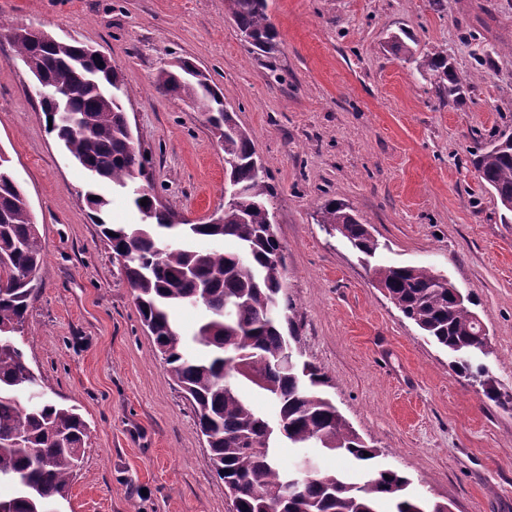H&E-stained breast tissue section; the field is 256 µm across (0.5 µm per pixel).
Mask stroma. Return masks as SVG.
I'll use <instances>...</instances> for the list:
<instances>
[{
    "instance_id": "1",
    "label": "stroma",
    "mask_w": 512,
    "mask_h": 512,
    "mask_svg": "<svg viewBox=\"0 0 512 512\" xmlns=\"http://www.w3.org/2000/svg\"><path fill=\"white\" fill-rule=\"evenodd\" d=\"M279 50L252 53L224 0H0V21L111 58L147 162L139 183L193 222L224 202V150L202 113L154 87L186 58L206 71L269 174L296 305L297 347L331 377L341 414L413 491L450 512H512V411L386 298L373 270L427 266L463 292L512 393V224L472 153L512 131V0H268ZM422 57L473 75L440 104ZM0 153L25 189L45 248L42 286L17 343L47 399L88 424L62 512H231L193 408L154 354L131 289L82 197L89 176L49 133L34 81L0 39ZM351 207L384 247L328 233L318 209Z\"/></svg>"
}]
</instances>
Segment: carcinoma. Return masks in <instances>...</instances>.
Wrapping results in <instances>:
<instances>
[{"mask_svg": "<svg viewBox=\"0 0 512 512\" xmlns=\"http://www.w3.org/2000/svg\"><path fill=\"white\" fill-rule=\"evenodd\" d=\"M227 11L253 51H278V34L267 15V0H225ZM10 45L28 71L65 89L68 97L43 100L57 140L98 186L85 191L91 219L120 263L141 321L153 338L166 370L191 400L211 465L224 487L235 491V512H448L409 492L410 479L393 469L370 467L380 451L369 445L326 396L329 377L304 361L288 362L297 341L295 304L286 289V264L272 222L274 197L268 173L257 159L248 133L224 105V93L194 63L178 60L180 78L166 66L156 89L204 109L206 123L234 162L230 178L236 193L220 210V222L173 224V213L157 207L145 190L134 197L141 224H110V204L101 187L125 188L143 174L145 158L136 147L121 103L124 93L116 67L100 64L77 42L51 38L12 39ZM418 71H431L450 101L470 88L472 76L458 75L448 53L409 56ZM473 165L481 184L494 192L500 223L512 224V135H489ZM147 199V205L140 204ZM320 220L372 256L380 248L369 226L343 203L327 201ZM224 239L232 251L201 250L196 239ZM44 251L28 197L0 155V483L16 494L0 498V512H51L68 497L79 467L88 426L73 406L46 398L21 403L40 388L15 335L24 332L28 300L39 286ZM375 279L403 315L454 358L455 370L504 409L498 381L478 358L490 353L483 327L472 310L473 294L459 293L449 280L427 267L381 265ZM201 308L197 329L183 334L170 310ZM230 373H225V366ZM249 384L271 402L274 416L255 409L241 393ZM290 448H320L369 468L360 484L338 470L301 473L280 455ZM297 490L287 491L290 482Z\"/></svg>", "mask_w": 512, "mask_h": 512, "instance_id": "cac0c4a2", "label": "carcinoma"}]
</instances>
